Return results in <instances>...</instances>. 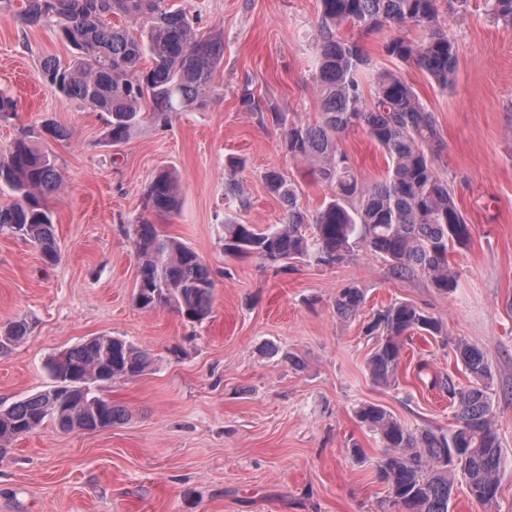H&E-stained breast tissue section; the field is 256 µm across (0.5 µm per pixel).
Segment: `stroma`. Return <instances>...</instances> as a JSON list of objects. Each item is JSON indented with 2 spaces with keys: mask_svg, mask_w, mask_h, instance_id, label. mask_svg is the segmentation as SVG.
Returning <instances> with one entry per match:
<instances>
[{
  "mask_svg": "<svg viewBox=\"0 0 512 512\" xmlns=\"http://www.w3.org/2000/svg\"><path fill=\"white\" fill-rule=\"evenodd\" d=\"M204 33L224 36V61L203 107L145 123L122 144L108 138L107 116L49 89L45 59L66 63L70 46L56 23L25 25L24 0H0V91L16 110L0 118V151L22 134L51 150L61 187L47 200L58 260L0 232V329L27 322L28 336L0 352V405L51 389L47 364L94 336L121 338L147 353L139 377L104 394L128 413L96 431L45 425L0 447V512H380L388 497L376 476L380 438L356 417L384 407L410 428L448 431L455 409L438 380L467 385L450 347L465 338L485 353L502 446L495 512H512V29L494 24L484 0L439 19L455 45L458 70L442 90L418 66L387 56L394 24L360 40L378 67L396 72L433 112L443 141L435 166L454 190L470 227L466 248L449 253L459 274L454 293L399 275L370 251L316 267L277 272L256 257L224 251V166L243 161L249 204L239 222L281 223L283 208L262 179L275 168L299 182L300 202L318 208L330 187L306 175L281 147L282 132L245 112L242 88L263 111L314 122L311 42L318 0H179ZM66 128L57 140L43 129ZM363 182L382 177L383 151L365 134L339 139ZM173 169L182 188L176 215L146 214L154 175ZM148 216L191 247L215 272L211 312L199 323L174 310L144 312L133 302L138 260L128 224ZM353 284L365 300L355 317L337 316V289ZM407 301L441 321L444 338L418 331L405 339L397 387L366 372L378 339L366 334L373 313ZM364 457H351L352 447Z\"/></svg>",
  "mask_w": 512,
  "mask_h": 512,
  "instance_id": "1",
  "label": "stroma"
}]
</instances>
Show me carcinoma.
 <instances>
[{"label":"carcinoma","instance_id":"carcinoma-1","mask_svg":"<svg viewBox=\"0 0 512 512\" xmlns=\"http://www.w3.org/2000/svg\"><path fill=\"white\" fill-rule=\"evenodd\" d=\"M437 2L319 0L313 82L320 119L296 121L281 112L270 113V118L283 129L285 153L336 193L310 211L300 206L298 182L277 169L266 170L263 180L282 204V222L261 228L224 213V252L255 256L286 269L293 262L331 266L369 250L398 273L421 278L439 293L457 288L458 273L448 253L468 245L470 229L448 181L434 165L442 150L434 116L412 86L376 67L359 41L339 34L345 24L364 32L390 23L418 27L421 40L397 36L385 44V52L415 64L446 89L453 85L458 58L440 23ZM485 4L495 23L512 28V0ZM114 17L130 19L138 29L120 26ZM21 18L27 25L56 19L59 39L76 55L66 65L47 60L44 80L55 93L106 114L114 144L142 123L204 106L212 93L213 73L224 59V38L200 33L185 8L167 0H26ZM367 83L368 101L363 91ZM349 131L364 133L383 151L387 170L377 181H360L340 148V136ZM58 186L54 155L35 148L29 135L16 138L0 153V187L13 194L10 205L0 206V231L37 244L48 265L57 252L45 199ZM224 199L240 207L247 203L234 163L224 171ZM146 204L157 214L179 211V183L173 172L162 170L152 179ZM130 231L139 261L135 305L146 312L171 308L191 323L204 320L214 288V272L206 262L160 233L147 218ZM363 301L359 288L346 285L334 298L336 314L351 318ZM366 330L380 337L367 364L370 378L388 388L397 382L401 338L416 330L434 337L442 332L438 320L407 301L378 310ZM27 332L23 321L0 331V352L22 341ZM453 353L472 382L461 388L440 381L456 408L451 433L411 429L379 405H364L356 412L383 440L376 464L378 479L388 486L382 512H449L459 474L485 512H492L497 501L502 446L487 392L492 371L484 352L463 338L455 341ZM148 365L145 353L114 336H94L60 352L48 364L56 386L0 406V442L46 424L62 431H94L125 421V409L97 394L91 384L133 379Z\"/></svg>","mask_w":512,"mask_h":512}]
</instances>
